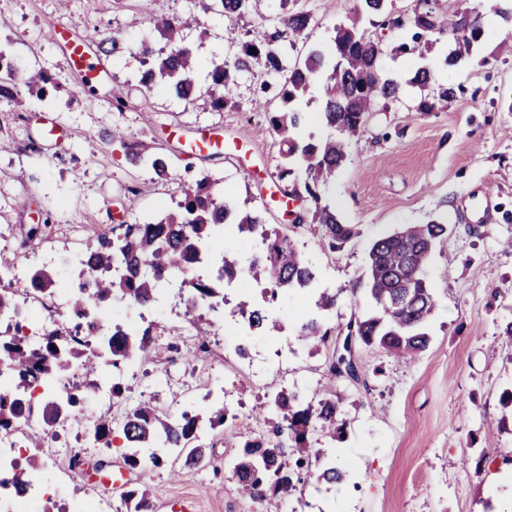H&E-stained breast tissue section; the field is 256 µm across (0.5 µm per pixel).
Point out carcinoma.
Masks as SVG:
<instances>
[{"label":"carcinoma","instance_id":"cac0c4a2","mask_svg":"<svg viewBox=\"0 0 512 512\" xmlns=\"http://www.w3.org/2000/svg\"><path fill=\"white\" fill-rule=\"evenodd\" d=\"M266 0H200L202 12L218 10L228 21L224 41L234 52L208 70L207 94L210 106L222 111L235 104L238 78L244 73L281 75L288 73L281 94L288 109L269 117L270 130L282 146L277 177L283 186L290 178L303 174V191L292 189L294 197L305 202V213L292 223L310 220L325 228L323 246L330 250L342 247L354 236V228L343 223L336 210L326 202L322 189L346 159L345 140L356 135L373 110L378 99H400L398 82L384 76L380 60V40L369 36L368 25L375 16H391L390 0H356L347 22L333 27L332 49H311L303 61L287 68L281 53L283 42H294L307 35L310 15L294 8L290 0H281V12L274 25L261 37L246 39L238 29V21L261 14ZM461 5L448 14L436 17L415 16L405 22L411 31L410 42H402L393 51L416 54L423 64L416 70L413 83L431 88L432 100L420 101L418 110L430 112L438 104L448 103L454 89L435 84L429 54L442 38L455 41V49L445 63L455 65L474 51L483 41V28L478 16L459 0ZM190 19L157 12L154 27L161 42H144L132 48L123 38L105 35L99 48L115 58L134 53L139 59L138 85L143 91L165 87L182 100L194 98L196 63L192 53L182 46V32ZM26 86L43 99L54 88L51 78L36 72L28 76ZM322 89L320 117L334 134L317 139L303 135L305 127L302 104L312 89ZM133 163L151 170L157 177L170 174L168 156L145 141L128 144ZM446 224L430 222L398 229L372 244L368 254L366 286L373 305L371 314L356 322L352 342L355 346H375L391 355L413 359L429 346L427 332L435 309V299L425 276V267L437 243L448 236ZM250 238L258 244V254L244 266L238 251L224 244L226 234ZM264 277L271 298L278 292L316 293L315 305L320 311L336 308V291L315 288L313 265L278 229L266 224L256 211L243 210L227 197L219 181L209 177L180 185L175 209L163 215L145 218L135 224H119L111 233L97 236L86 248L84 260L71 271V281L78 283L69 305L76 327L87 330L79 343L55 330L37 343L21 336L0 338V357L11 372L8 389L0 390V432H10L25 412L23 393L38 376L51 368L62 373L77 367L88 380L84 388H98L93 377L103 368L135 366L153 357L157 336L155 322L139 330L123 321L103 323L92 314V300L83 288L92 285L99 300L116 305L158 310L164 282L178 278L188 294L191 307H205L213 312L224 302V289L215 287L221 280L232 282L242 274ZM241 317L249 329L264 336H276L281 322L263 305L240 303ZM302 340L320 345L327 340L328 330L317 319L305 322L300 329ZM84 395L73 393L65 401L42 403L43 419L52 423L58 406L75 407ZM263 409L276 414L278 430L287 431L294 443L296 461H307L306 476L295 472L284 460L283 446L271 440L247 441L232 464L238 490L253 498L270 491L286 503L297 486L310 480L329 484L340 483L344 472L323 463L320 451L310 447L308 433L320 428L335 437L343 425L338 423L336 403L322 401L314 406L299 403L297 397L278 391ZM224 402L215 400L190 413L172 416L149 403L140 404L124 415L119 423L100 416L89 428L90 439L107 446L112 443L114 429H119L131 449L126 463L132 467H161L164 458L174 453L181 467L196 468L202 464L209 445L204 436L224 425ZM28 469L10 474L9 483L19 494L26 492L30 473L42 469L39 452L27 458ZM126 512H153L154 504L145 490L133 489L124 495Z\"/></svg>","mask_w":512,"mask_h":512}]
</instances>
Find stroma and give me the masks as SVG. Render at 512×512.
<instances>
[{"label":"stroma","mask_w":512,"mask_h":512,"mask_svg":"<svg viewBox=\"0 0 512 512\" xmlns=\"http://www.w3.org/2000/svg\"><path fill=\"white\" fill-rule=\"evenodd\" d=\"M493 3L469 0L484 30L475 57L448 66L451 42L435 45L436 81L454 87L456 96L431 112L418 109L427 90L411 84L419 59L392 51L406 29L374 28L385 48L381 67L400 84L401 99L368 113L325 189L344 222L356 228L349 242L330 252L321 247V225L291 224L271 196L279 145L268 115L284 104L271 98L257 106L256 78L241 77L234 106L216 111L203 94L181 101L161 87L141 92L131 84L139 64L128 55L106 59L107 77L90 89L68 67L50 25L68 24L92 44L114 34L136 45L157 37L149 0H0V17L9 22L0 41H9L21 71L45 72L56 83L43 101L21 83L14 101L0 100V264L20 248L32 262L52 251L55 270L65 271L78 244L173 207L180 181L207 175L222 180L238 207L260 211L265 223L288 234L315 265L319 287L340 293L335 310L323 315L313 294H279L273 308L284 316V329L270 337L249 332L238 312L240 301H261L264 281L234 282L225 289L229 330L212 334L208 354L191 363L170 346L182 342L183 327L212 316L168 296L161 307L167 330L155 342L154 362L126 379L124 400L108 407L96 397L88 412L120 415L143 400L158 406L176 401L191 410L208 396L220 397L227 419L211 434L208 461L173 478L165 467H128L118 432L107 448L74 430L47 437L42 447L78 451L101 470L124 471L126 479L107 492L46 460L49 492L29 512L52 504L71 512L85 501L118 507L126 491L140 487L148 489L155 512H171L184 498L194 512H283L273 495L256 501L240 496L228 467L245 441L275 439L273 421L257 407L283 387L303 404L334 401L344 424L333 439L308 435L312 447L344 471L342 486H299L291 501L297 512H500L512 485L490 488L488 476L512 468V408L501 400L512 390V343L503 337L512 323V251L503 248L512 240V30L503 28ZM297 5L311 17L308 44L325 49L333 25L351 14L355 0ZM224 25L223 16L210 12L199 27L184 31L198 76L227 55ZM126 82L131 102L119 111L112 87ZM51 122L62 130L59 139L43 137ZM204 128L220 129L225 142L245 143V150H191ZM116 129L124 140L113 138ZM133 138L153 141L170 156L168 178L130 162L126 146ZM479 188L492 197L493 222L485 227L463 215L469 194ZM433 220L449 232L425 269L436 300L428 349L404 362L360 348L358 379L331 375L338 338L372 310L365 286L372 243L404 225ZM315 315L331 331L317 351L298 338L303 321Z\"/></svg>","instance_id":"obj_1"}]
</instances>
